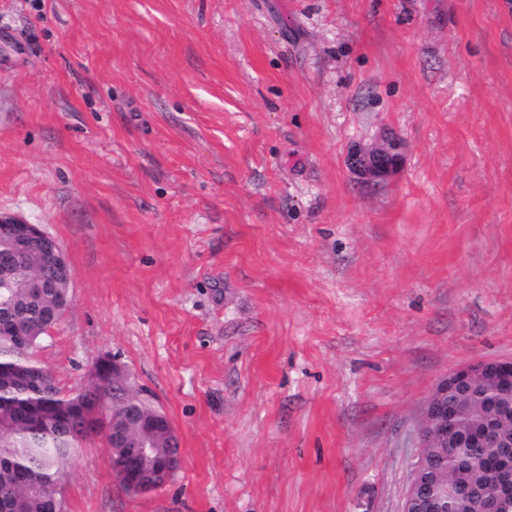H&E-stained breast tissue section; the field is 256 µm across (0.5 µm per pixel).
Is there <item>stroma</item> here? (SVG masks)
<instances>
[{
  "instance_id": "obj_1",
  "label": "stroma",
  "mask_w": 512,
  "mask_h": 512,
  "mask_svg": "<svg viewBox=\"0 0 512 512\" xmlns=\"http://www.w3.org/2000/svg\"><path fill=\"white\" fill-rule=\"evenodd\" d=\"M1 209L73 270L33 359L180 441L132 494L88 436L65 512H401L436 385L512 359V7L0 0ZM399 159L398 144L387 140L371 149H354L350 164L362 182L372 183L383 180L396 170Z\"/></svg>"
}]
</instances>
